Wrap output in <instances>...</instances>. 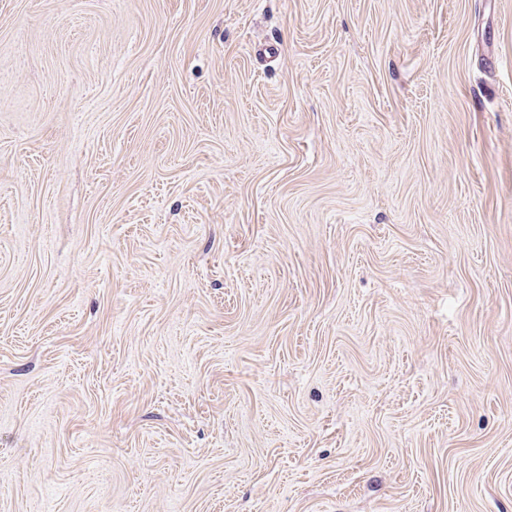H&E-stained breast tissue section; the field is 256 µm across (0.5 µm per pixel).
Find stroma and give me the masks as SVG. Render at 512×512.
Returning <instances> with one entry per match:
<instances>
[{"instance_id": "35a3bbf8", "label": "stroma", "mask_w": 512, "mask_h": 512, "mask_svg": "<svg viewBox=\"0 0 512 512\" xmlns=\"http://www.w3.org/2000/svg\"><path fill=\"white\" fill-rule=\"evenodd\" d=\"M0 512H512V0H0Z\"/></svg>"}]
</instances>
